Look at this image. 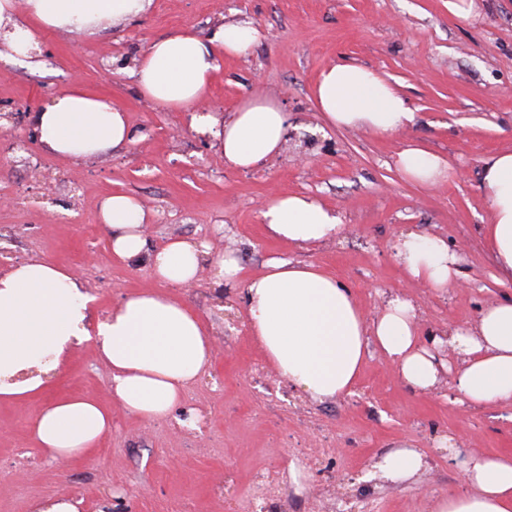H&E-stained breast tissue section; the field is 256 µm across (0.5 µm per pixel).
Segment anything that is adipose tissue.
<instances>
[{
    "instance_id": "adipose-tissue-1",
    "label": "adipose tissue",
    "mask_w": 512,
    "mask_h": 512,
    "mask_svg": "<svg viewBox=\"0 0 512 512\" xmlns=\"http://www.w3.org/2000/svg\"><path fill=\"white\" fill-rule=\"evenodd\" d=\"M153 0H0V44L7 56H29L39 33L85 39L147 14ZM262 37L249 21L225 22L207 36L176 31L152 41L134 60L140 95L174 111L202 106L225 58H246ZM314 99L328 125L389 135L415 125L408 98L376 70L361 64L324 68ZM226 165L249 171L279 154L288 136V114L274 97L240 101L229 118L202 117ZM47 153L86 162L134 140L125 111L111 98L72 86L33 115ZM403 177L426 188L449 179L447 161L418 143L396 155ZM480 188L489 212L484 241L499 271L512 282V147L488 157ZM268 235L309 247L333 240L340 215L305 194H278L261 211ZM98 218L112 253L126 263L145 254L148 210L132 195L105 197ZM206 245L172 240L150 256L162 287L194 285ZM399 265L413 281L442 292L461 277V257L439 237L403 235L395 245ZM217 278L245 285L250 333L276 372L309 399L324 402L351 393L371 353H379L414 391L432 390L456 373L457 401L469 409L512 405V298L492 302L475 320L421 331L414 305L386 302L367 318L349 288L312 263L279 258L248 277L237 258H217ZM91 297L73 270L31 259L0 275V401L20 402L61 369L70 351L94 342L110 370L113 398L146 421L166 417L184 391L210 365L212 339L200 317L182 302L144 290L122 296L104 316L91 319ZM112 429V414L91 397H60L45 404L30 433L52 462L64 465L92 453ZM467 492L437 501L436 512H512V457L474 455L463 463Z\"/></svg>"
}]
</instances>
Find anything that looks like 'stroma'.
<instances>
[{"label": "stroma", "instance_id": "stroma-1", "mask_svg": "<svg viewBox=\"0 0 512 512\" xmlns=\"http://www.w3.org/2000/svg\"><path fill=\"white\" fill-rule=\"evenodd\" d=\"M448 0H153L138 22L95 39L43 33L40 69L0 58V113L5 127L28 135L23 156L0 157V224H35L41 231L25 258L75 269L96 313L121 295L155 287L147 260L113 259L97 220L103 198L126 193L152 212L148 248L173 238L207 240L213 253L233 250L245 272L272 258L315 263L355 294L367 317L387 298L410 300L423 329L473 320L480 309L512 296L496 283L480 226L488 203L479 188L485 159L512 143V0H474L468 21L448 12ZM245 19L263 32L243 59H223L206 104L230 114L246 96L276 97L290 117L280 155L252 171L226 166L211 136L198 133L187 112L141 99L132 74L134 51L183 27L206 35L219 22ZM335 62L369 66L397 84L419 115L392 135L327 126L311 101L319 72ZM123 107L135 131L121 151L74 163L47 154L31 117L72 83ZM418 142L442 155L450 178L423 189L394 165L398 151ZM309 195L343 219L335 241L303 250L269 239L260 211L278 193ZM440 236L462 256V280L437 293L407 278L394 258L401 235ZM176 294L212 327L214 360L170 416L143 421L114 404L110 372L93 345L78 347L51 380L47 394L91 395L112 407V431L100 448L62 468L33 443L29 423L43 397L0 403V512H30L38 498L73 494L87 512H235L255 475L275 471L284 493L319 486L315 468L300 484L288 480L294 442L307 419L285 412L251 380L263 354L250 338L241 284L199 273ZM453 374L438 388L406 387L380 354L364 363L352 393L310 403L312 417L336 430L342 464L333 475L344 498L366 494L381 512H435L439 498L465 490L460 463L473 454L512 455V406L471 411L454 404ZM204 428L177 420L186 410ZM221 441L220 452L207 445ZM424 454L415 481L380 482L375 465L394 447Z\"/></svg>", "mask_w": 512, "mask_h": 512}]
</instances>
